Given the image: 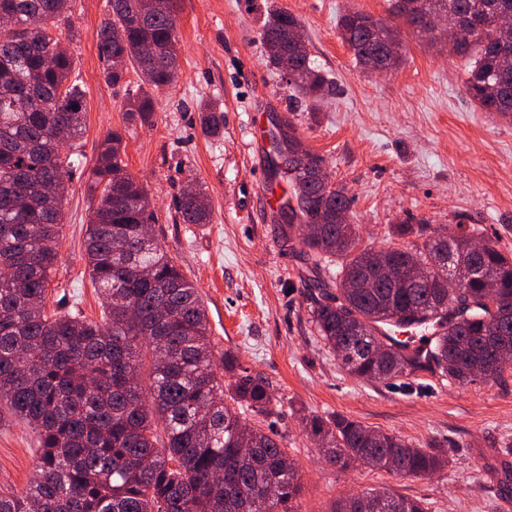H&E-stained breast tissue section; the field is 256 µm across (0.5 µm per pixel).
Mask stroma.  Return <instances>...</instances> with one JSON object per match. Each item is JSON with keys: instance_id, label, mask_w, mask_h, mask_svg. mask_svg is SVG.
<instances>
[{"instance_id": "obj_1", "label": "stroma", "mask_w": 512, "mask_h": 512, "mask_svg": "<svg viewBox=\"0 0 512 512\" xmlns=\"http://www.w3.org/2000/svg\"><path fill=\"white\" fill-rule=\"evenodd\" d=\"M62 40L72 78L84 93L85 132L63 203L62 248L46 289V310L100 319L102 299L85 261L94 202L87 192L97 145L120 131L127 171L149 193L152 227L164 249L199 288L218 349L263 376L282 408L272 418L300 469L301 512H331L336 499L363 489L392 490L423 501L428 512H512L504 470L512 455V365L500 377L461 385L437 372L374 382L350 376L311 321L317 290L283 244L286 225L263 210L250 174L246 126L289 119L305 145L326 161L333 183L353 199L350 216L363 244L421 246L430 229L458 223L512 255V118L481 109L463 92L465 61L402 28L403 61L387 74L356 66L336 27L360 10L387 18L389 0H178V73L154 91L147 124L129 123L124 105L135 73L112 85L96 31L108 0H70ZM296 15L311 59L335 93L319 110L293 102L266 57L262 23L270 8ZM224 113V135L205 137L199 110ZM202 185L211 204L206 224L183 223L178 199ZM408 225L399 234L400 225ZM342 415L450 458L427 477L327 464L303 431L301 416ZM35 434L0 414V494L26 487L37 465Z\"/></svg>"}]
</instances>
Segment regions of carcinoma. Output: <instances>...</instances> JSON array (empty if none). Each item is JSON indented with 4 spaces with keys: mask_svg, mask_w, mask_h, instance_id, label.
Masks as SVG:
<instances>
[{
    "mask_svg": "<svg viewBox=\"0 0 512 512\" xmlns=\"http://www.w3.org/2000/svg\"><path fill=\"white\" fill-rule=\"evenodd\" d=\"M68 0H0L14 18L0 28V406L27 423L39 445V463L27 486L0 495V512H299V468L283 437L266 419L281 408L269 382L240 366L210 339L197 286L148 227L153 213L145 187L128 173L123 135L98 144L88 186L96 201L85 258L104 298L103 322L76 313L49 315L45 291L58 262L62 204L72 155L85 130L84 94L71 80L72 60L57 34L68 18L54 12ZM111 12L96 31L108 61L107 82L134 71L151 90L173 83L178 70L177 0H109ZM512 0H390L384 20L361 11L340 15L339 36L356 65L395 67L402 56L399 24L423 36L429 16L446 26L469 27L473 39L456 50L470 58L464 91L479 107L512 118V29L498 17ZM301 21L284 9L263 24L267 58L289 86L314 102L331 85L306 57L293 52ZM152 96L135 93L129 120L146 123ZM199 122L207 137L224 134V114L207 105ZM304 150L310 169L290 175L281 207L317 224L316 234L285 241L317 276L320 297L311 320L326 346L353 377L367 381L438 371L463 384L477 381L492 345H512V257L488 245L478 263L498 285L495 309L485 284L472 279L459 295L444 284L469 262L477 228L457 225L441 243L435 230L410 251L359 245L355 225L342 219L351 200L331 183L322 157ZM57 182L54 194L43 187ZM184 224L210 223L206 194H182ZM419 267L421 282L391 288L377 258ZM338 264L336 277L320 272ZM390 324L409 336L379 332ZM432 336L425 352L410 337ZM148 372L149 385L142 384ZM231 381L224 382V374ZM302 425L318 439L326 460L341 469L365 466L401 476L435 473L447 461L431 447L371 429L344 416L310 415ZM427 512L425 504L390 491L363 490L336 500L332 512Z\"/></svg>",
    "mask_w": 512,
    "mask_h": 512,
    "instance_id": "cac0c4a2",
    "label": "carcinoma"
}]
</instances>
